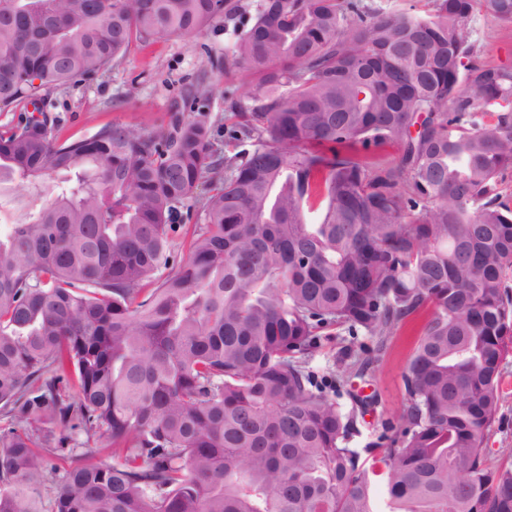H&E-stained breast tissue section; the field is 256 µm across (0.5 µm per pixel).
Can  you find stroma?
<instances>
[{
    "label": "stroma",
    "mask_w": 512,
    "mask_h": 512,
    "mask_svg": "<svg viewBox=\"0 0 512 512\" xmlns=\"http://www.w3.org/2000/svg\"><path fill=\"white\" fill-rule=\"evenodd\" d=\"M241 29V21L219 19L198 34L137 39L105 73L46 88L41 98L56 119L57 136L89 137L109 123L157 133L168 130L172 115L185 118L202 107L209 116L214 149L226 157L250 149L249 141L231 138L227 107L229 98L246 99L252 78L244 71L228 75L211 67L212 61L223 58ZM469 38L482 60L512 65V23L475 14ZM59 182L52 174L33 188L16 183L0 186V227L27 221L57 195ZM419 327L415 321L394 331L373 367L370 390L377 404L351 442L364 457H372L378 441L398 428L405 406L403 372ZM500 395V411L489 439L497 455L512 450V355L502 365Z\"/></svg>",
    "instance_id": "obj_1"
}]
</instances>
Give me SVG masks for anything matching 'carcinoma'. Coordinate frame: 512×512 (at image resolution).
<instances>
[{
    "mask_svg": "<svg viewBox=\"0 0 512 512\" xmlns=\"http://www.w3.org/2000/svg\"><path fill=\"white\" fill-rule=\"evenodd\" d=\"M256 0L216 68L254 76L221 159L208 115L58 139L46 86L105 72L134 38L203 30L232 0H0V183L59 193L0 235V512H374L359 433L372 355L426 315L407 406L377 462L387 512H512L488 464L512 335V66L475 13L512 0ZM395 145V157L367 161ZM204 223L168 269L181 208ZM317 209V223L306 211ZM367 336L319 380L332 330ZM112 462L87 464L90 443ZM71 460L64 472L55 457ZM468 31L483 61L512 65V23L476 13Z\"/></svg>",
    "mask_w": 512,
    "mask_h": 512,
    "instance_id": "cac0c4a2",
    "label": "carcinoma"
}]
</instances>
